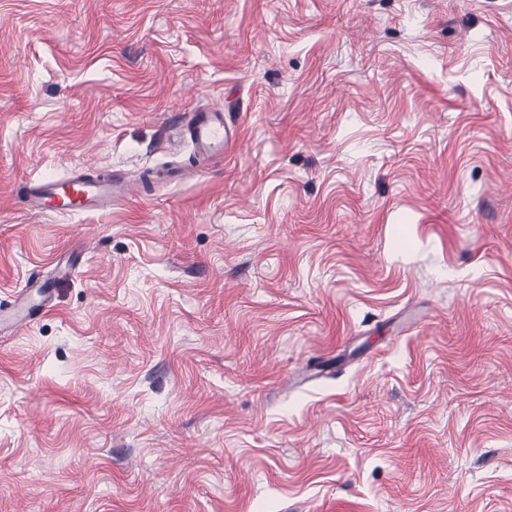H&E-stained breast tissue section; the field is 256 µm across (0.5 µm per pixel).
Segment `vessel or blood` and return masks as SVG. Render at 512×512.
<instances>
[{
    "label": "vessel or blood",
    "mask_w": 512,
    "mask_h": 512,
    "mask_svg": "<svg viewBox=\"0 0 512 512\" xmlns=\"http://www.w3.org/2000/svg\"><path fill=\"white\" fill-rule=\"evenodd\" d=\"M180 131L185 134L195 156L204 164L224 157L239 139L237 127L229 124L224 118L223 108L215 105L191 110ZM139 192L140 186L134 180L120 176L90 179L75 171L61 177L42 175L29 179L22 201L28 210L36 213L73 217L110 210L112 205ZM49 303V289L41 288L37 307L44 309ZM34 308L19 299L0 307V333L18 332L27 325Z\"/></svg>",
    "instance_id": "obj_1"
}]
</instances>
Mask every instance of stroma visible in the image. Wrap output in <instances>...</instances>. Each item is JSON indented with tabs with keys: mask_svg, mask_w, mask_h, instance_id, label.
<instances>
[{
	"mask_svg": "<svg viewBox=\"0 0 512 512\" xmlns=\"http://www.w3.org/2000/svg\"><path fill=\"white\" fill-rule=\"evenodd\" d=\"M31 279L0 512H512V0H0V304ZM179 133L185 134L203 164L223 158L239 140L238 128L224 119V108L215 105L191 110ZM140 195L139 183L120 176L88 179L80 172L66 176L42 175L26 181L22 202L29 211L73 217L103 212L131 195Z\"/></svg>",
	"mask_w": 512,
	"mask_h": 512,
	"instance_id": "obj_1",
	"label": "stroma"
}]
</instances>
